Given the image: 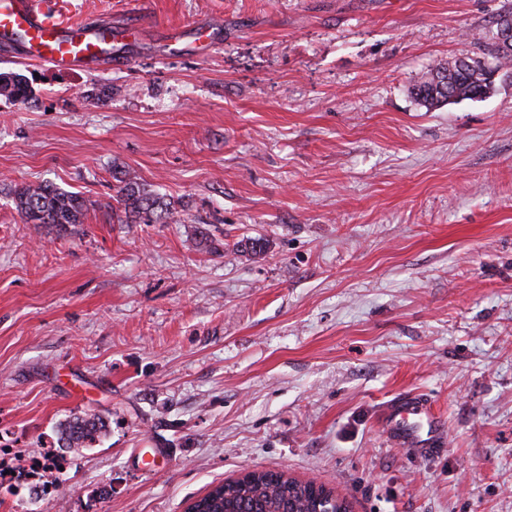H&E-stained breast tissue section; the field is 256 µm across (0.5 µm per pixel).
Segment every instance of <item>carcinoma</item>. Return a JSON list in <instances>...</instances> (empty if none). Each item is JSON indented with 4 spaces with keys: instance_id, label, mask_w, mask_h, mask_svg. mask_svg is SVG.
<instances>
[{
    "instance_id": "cac0c4a2",
    "label": "carcinoma",
    "mask_w": 512,
    "mask_h": 512,
    "mask_svg": "<svg viewBox=\"0 0 512 512\" xmlns=\"http://www.w3.org/2000/svg\"><path fill=\"white\" fill-rule=\"evenodd\" d=\"M482 54L494 62L486 69L479 58L471 64L437 63L412 87L414 98L428 109L458 100L478 99L492 90L495 73L512 71V49L484 37ZM0 96L27 101L32 89L20 73L0 72ZM112 196L125 218L145 224H166L175 218V208L147 185L127 175L117 178ZM9 196L20 218L27 224H82L90 202L78 193L63 190L50 182L15 185ZM109 433L107 420L98 414H74L59 424L57 443L73 452L92 448ZM333 490L312 481L301 482L277 471H255L244 479L221 482L194 502L197 512H318L321 496Z\"/></svg>"
}]
</instances>
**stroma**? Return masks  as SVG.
Here are the masks:
<instances>
[{
    "label": "stroma",
    "mask_w": 512,
    "mask_h": 512,
    "mask_svg": "<svg viewBox=\"0 0 512 512\" xmlns=\"http://www.w3.org/2000/svg\"><path fill=\"white\" fill-rule=\"evenodd\" d=\"M55 2L146 36L99 70L0 52L34 91L0 97V512H184L249 470L352 512H512V77L411 93L512 0ZM121 172L176 221L117 223ZM41 181L84 223H22L8 191ZM406 392L443 416L434 456L383 435ZM80 411L110 432L63 454ZM23 454L66 457L47 493Z\"/></svg>",
    "instance_id": "stroma-1"
}]
</instances>
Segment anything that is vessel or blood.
<instances>
[{
  "mask_svg": "<svg viewBox=\"0 0 512 512\" xmlns=\"http://www.w3.org/2000/svg\"><path fill=\"white\" fill-rule=\"evenodd\" d=\"M111 43V22H69L46 11L41 0H0V48L21 49L26 60L59 70L96 69L111 61ZM383 434L422 457L433 455L446 441L444 424L429 399L416 393L385 408Z\"/></svg>",
  "mask_w": 512,
  "mask_h": 512,
  "instance_id": "b4317fda",
  "label": "vessel or blood"
}]
</instances>
